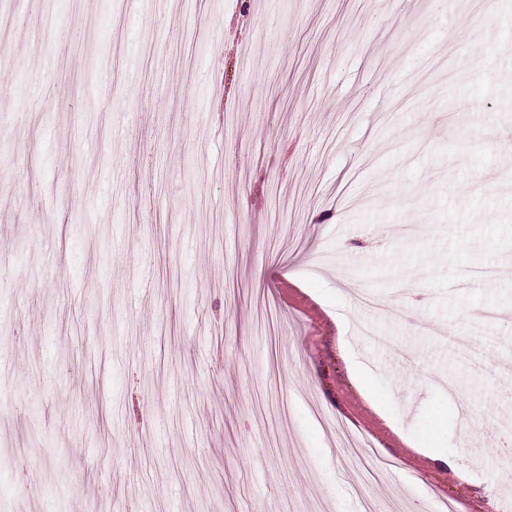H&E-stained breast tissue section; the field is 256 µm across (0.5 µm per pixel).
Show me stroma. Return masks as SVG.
Segmentation results:
<instances>
[{
	"instance_id": "1",
	"label": "stroma",
	"mask_w": 512,
	"mask_h": 512,
	"mask_svg": "<svg viewBox=\"0 0 512 512\" xmlns=\"http://www.w3.org/2000/svg\"><path fill=\"white\" fill-rule=\"evenodd\" d=\"M19 15L0 512L512 506V0H0ZM337 314L407 433L446 412L468 484L350 384ZM340 436L390 470L353 479ZM375 409L376 411L385 419L388 421L389 425L392 427L394 432L406 443L409 445V447L414 448L415 451L420 454L421 456L429 459L430 461L434 463H442L446 466H448V451L445 448H436L431 443V438L429 435L422 436L419 438H411L403 433L401 427L392 421L391 418L387 417L384 413V411L387 412L385 407L379 403L376 402Z\"/></svg>"
}]
</instances>
